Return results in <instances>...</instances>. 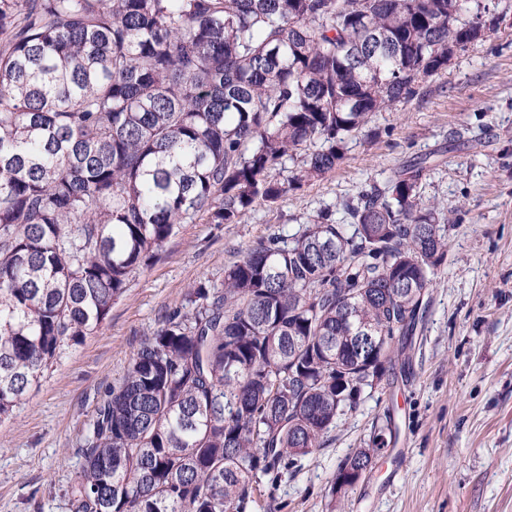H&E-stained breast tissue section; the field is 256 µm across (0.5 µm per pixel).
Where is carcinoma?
Wrapping results in <instances>:
<instances>
[{"label":"carcinoma","instance_id":"cac0c4a2","mask_svg":"<svg viewBox=\"0 0 512 512\" xmlns=\"http://www.w3.org/2000/svg\"><path fill=\"white\" fill-rule=\"evenodd\" d=\"M483 2L0 0V417L176 225L237 224L334 170L374 113L497 30ZM426 170L197 282L97 408L70 512H246L321 447L412 342L446 259Z\"/></svg>","mask_w":512,"mask_h":512}]
</instances>
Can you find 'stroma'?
Here are the masks:
<instances>
[{"mask_svg":"<svg viewBox=\"0 0 512 512\" xmlns=\"http://www.w3.org/2000/svg\"><path fill=\"white\" fill-rule=\"evenodd\" d=\"M423 184L451 224L425 324L393 383L366 390L321 448L266 477L249 512H512V27L458 54L393 112L377 113L324 177L237 224L177 225L154 263L133 271L101 330L62 348L0 420V512H69L81 443L106 392L198 281L274 233L292 235L420 156ZM388 449L351 489L336 474L376 426Z\"/></svg>","mask_w":512,"mask_h":512,"instance_id":"1","label":"stroma"}]
</instances>
